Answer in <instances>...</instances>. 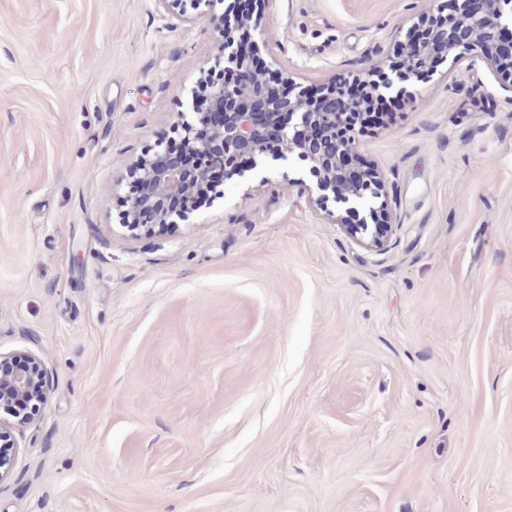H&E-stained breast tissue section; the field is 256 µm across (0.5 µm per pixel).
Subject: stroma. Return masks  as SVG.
Wrapping results in <instances>:
<instances>
[{
  "label": "stroma",
  "instance_id": "obj_1",
  "mask_svg": "<svg viewBox=\"0 0 512 512\" xmlns=\"http://www.w3.org/2000/svg\"><path fill=\"white\" fill-rule=\"evenodd\" d=\"M428 0H269L292 76L387 65ZM154 0H0V354L41 358L0 512H512V100L482 62L360 137L389 248L265 157L121 240L129 166L224 67Z\"/></svg>",
  "mask_w": 512,
  "mask_h": 512
}]
</instances>
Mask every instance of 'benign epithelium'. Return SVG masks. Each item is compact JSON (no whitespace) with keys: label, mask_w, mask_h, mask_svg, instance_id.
<instances>
[{"label":"benign epithelium","mask_w":512,"mask_h":512,"mask_svg":"<svg viewBox=\"0 0 512 512\" xmlns=\"http://www.w3.org/2000/svg\"><path fill=\"white\" fill-rule=\"evenodd\" d=\"M157 11L176 19L183 27H192L207 14L212 0H197L205 9L194 16L176 11L177 0H154ZM455 9L435 27L428 39L411 36L417 23L405 30L398 43L405 56L423 67H412L411 79H419L422 68L448 77L463 62L481 61L499 87L512 94V45L500 41L502 32L512 34V13L505 12L506 0H454ZM221 51L224 70L235 78L217 83L200 82L190 90L189 111L177 116L181 151L159 166L146 158L131 164L130 174L138 181L137 190L125 195V224L122 238H134L155 228L173 223L177 217L187 221L194 209L172 213L156 211L161 201L189 195L205 189L211 176L226 167H236L243 175L257 167L265 155L264 141H279V157L302 159L310 164L311 186L302 179L295 184L307 195L308 203L320 211L321 219L337 224L356 245L374 251L389 246L394 224L384 200L385 180L375 167L369 171L370 183L351 178L346 173L348 158L359 154L356 131L349 130L336 138V127L350 124L352 112L336 109V100L356 94L357 105L380 89L391 90L394 84L380 86L373 81L376 67L354 76V81L331 79L317 85L328 91L317 100L310 99V84L287 79L290 95L255 79L258 71L280 65L274 52L275 43L265 36L261 12L248 9L234 24L223 22ZM231 102L235 112L222 113V121H210L212 111ZM197 159L192 178L184 175L183 155ZM49 375L42 360L28 355L19 363L0 355V482L10 476L17 448V434L30 424L46 403Z\"/></svg>","instance_id":"benign-epithelium-1"}]
</instances>
